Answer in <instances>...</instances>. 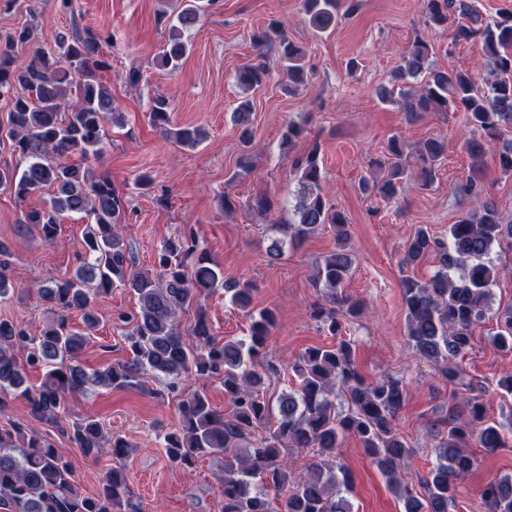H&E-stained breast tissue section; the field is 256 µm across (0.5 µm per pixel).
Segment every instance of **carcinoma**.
<instances>
[{"instance_id":"1","label":"carcinoma","mask_w":512,"mask_h":512,"mask_svg":"<svg viewBox=\"0 0 512 512\" xmlns=\"http://www.w3.org/2000/svg\"><path fill=\"white\" fill-rule=\"evenodd\" d=\"M359 0H303L309 24L318 32L336 27L342 15L358 10ZM202 11L201 0H183L170 31L159 64L178 68L189 52L184 32L195 25ZM458 16L455 40L481 39L491 60L495 79L481 86L464 71H441L431 67L433 45L418 37L394 80L409 84L421 81L417 96L401 95L408 112H446L453 108L468 113L471 127L466 149L473 169L481 167L487 155L496 166L512 175V11L504 9L493 19L483 16L474 0H427L425 24L442 26ZM111 35L90 29L73 30L56 37L54 50L38 48L30 59L19 61L12 50L30 45L34 27L23 24L5 37L0 52V98L8 99L6 119L0 121V146L8 145L19 163L0 164V186L18 200L50 191L48 202L22 212L19 223L37 233L43 243L57 242L62 221L83 214L86 224L76 267L51 277L37 287V296L57 312L78 311L81 324L70 326L65 317L47 324L32 336L19 323L0 320V395L26 401L34 417L61 428L69 416V397L98 388L123 389L139 384L151 372L168 380L169 390L179 389L182 376L198 380L214 375L223 378L224 394L233 405L226 418L212 407L203 390L185 394L178 405L179 425L163 437L170 464L184 466L207 455L224 456V481L220 494L224 512H274L272 500H282L281 512H353L347 494L349 474L336 461L340 440L355 436L372 462L387 478L403 504V512H449L456 502L460 483L473 469L476 458L469 448H504L512 441V422L488 424L485 406L479 398H464L448 407L446 429L439 432L434 448L435 463L416 490L401 482L397 465L409 455L408 444L397 432L395 419L405 402L402 383L388 377L369 383L354 361L352 342L342 339L332 346L307 349L293 364L297 388L280 395L277 408L261 397L267 378L278 368L263 360L268 336L277 326L273 309L251 308L252 289L224 282V274L205 252L193 233L168 238L158 252L154 269L138 270L124 240L117 231L118 217L130 201L122 199L111 179L95 174L84 161L98 157L107 135V124L121 123L113 111L112 90L100 72L110 68L101 54ZM260 44L278 48V62L288 74V91L305 83V51L288 39L279 21H271L255 36ZM266 60L244 67L236 74L238 85L254 92L267 76ZM253 101H241L235 121L241 128V142L252 139ZM170 103L164 97L153 101L150 116L154 124H170ZM174 141L195 148L203 141L197 127L168 130ZM71 154L79 163L67 161ZM445 154V144L435 138L416 150L417 177L421 186L433 184ZM403 141L392 137L387 155L376 166L385 175L376 181L377 191L390 200L407 173ZM302 190L293 218L278 225L282 237L271 242L270 259L282 256L286 244L298 245L328 224L336 231V252L317 267L316 284L327 291L332 306L317 305L312 316L331 336L341 335L336 306L357 317L363 305L342 296L352 267L347 249L348 223L318 191L321 179L318 147L295 161ZM512 247V224L503 222L499 210L483 204L459 217L440 238L419 228L405 246L404 263L418 264L424 257H439V268L425 282L403 281L406 325L413 353L437 365L450 383L471 387L456 359L472 346L473 327L489 311L491 285L499 270L489 259L494 245ZM10 250L0 242V302L14 295L8 275ZM121 286L137 297L135 314L120 316L130 324L124 334L129 358L88 371L78 354L95 335L100 321L96 310L99 296ZM215 288L224 289L233 304L250 318L249 339L220 341L209 321L198 315L185 338L180 314L198 296ZM493 341L512 351V308L497 316ZM40 371V382L32 383L28 371ZM341 395L347 404L336 410L334 399ZM278 412L277 427L260 433L265 420ZM71 441L80 452L96 458L110 449L112 466L102 480L100 493L82 492L73 466L46 437L27 432L19 423L0 428V509L3 512H123L132 508L123 460L130 445L119 435L106 434L102 422L86 416L72 423ZM246 454L238 455L245 442ZM288 448H315L322 460L307 476L288 473ZM480 498L490 512H512V477L487 480L479 488Z\"/></svg>"}]
</instances>
